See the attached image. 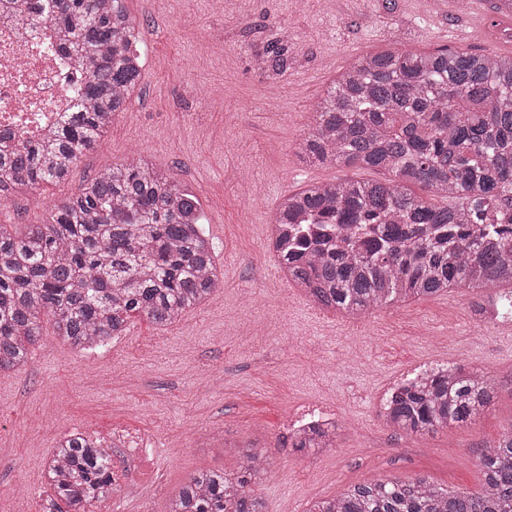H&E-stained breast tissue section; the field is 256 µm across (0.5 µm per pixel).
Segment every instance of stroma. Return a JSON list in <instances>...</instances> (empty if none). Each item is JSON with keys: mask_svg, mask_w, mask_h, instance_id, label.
I'll return each instance as SVG.
<instances>
[{"mask_svg": "<svg viewBox=\"0 0 512 512\" xmlns=\"http://www.w3.org/2000/svg\"><path fill=\"white\" fill-rule=\"evenodd\" d=\"M495 0H126L142 31L141 82L104 141L63 183L0 201V225L23 232L96 172L143 159L199 197L224 286L160 329L133 319L103 349L79 353L45 326L27 366L0 372V500L45 512L43 464L64 434L146 432L158 442L138 493L96 512H165L187 477L233 470L231 443L272 458L253 489L265 512H308L364 480L419 477L480 491L478 451L512 428V335L476 312L474 293L405 300L353 319L276 279L268 230L284 195L383 172L322 166L299 152L336 75L399 38L402 48L512 55V17ZM280 54L262 71L255 54ZM437 365L489 376L496 395L472 420L398 436L377 401L407 374ZM335 415L336 445L284 442L295 405Z\"/></svg>", "mask_w": 512, "mask_h": 512, "instance_id": "35a3bbf8", "label": "stroma"}]
</instances>
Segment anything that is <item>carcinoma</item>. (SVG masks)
<instances>
[{
    "mask_svg": "<svg viewBox=\"0 0 512 512\" xmlns=\"http://www.w3.org/2000/svg\"><path fill=\"white\" fill-rule=\"evenodd\" d=\"M7 1L58 27L84 72L82 108L58 113L44 141L0 142V200L66 181L126 109L141 78V39L125 0ZM301 154L318 165L384 171V181L335 180L283 198L271 235L288 280L317 305L363 316L396 301L512 286V57L446 48L368 53L315 105ZM421 185L442 200L413 194ZM223 284L200 202L149 163L105 169L21 234L0 226V371L16 372L43 322L73 350L123 335L142 317L163 329ZM495 383L456 366L424 369L384 395L394 432L434 433L487 408ZM336 425L295 434L292 447L332 448ZM232 471L191 475L167 512H264L253 484L270 456L237 449ZM481 491L426 478L373 479L308 512H512V428L481 449ZM47 512H95L114 494L112 450L82 434L59 440L46 466Z\"/></svg>",
    "mask_w": 512,
    "mask_h": 512,
    "instance_id": "obj_1",
    "label": "carcinoma"
}]
</instances>
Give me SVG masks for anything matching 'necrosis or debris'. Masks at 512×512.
<instances>
[{
	"label": "necrosis or debris",
	"instance_id": "obj_1",
	"mask_svg": "<svg viewBox=\"0 0 512 512\" xmlns=\"http://www.w3.org/2000/svg\"><path fill=\"white\" fill-rule=\"evenodd\" d=\"M82 77L51 24L33 27L0 20V132L42 138L57 113L75 109ZM112 480L117 492L134 493L136 478L149 473L155 441L149 436L112 433Z\"/></svg>",
	"mask_w": 512,
	"mask_h": 512
}]
</instances>
